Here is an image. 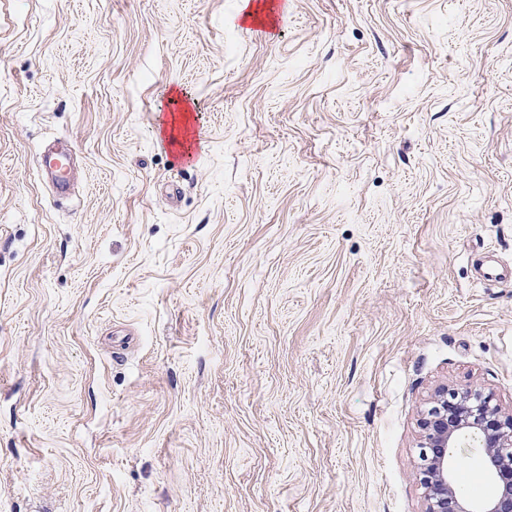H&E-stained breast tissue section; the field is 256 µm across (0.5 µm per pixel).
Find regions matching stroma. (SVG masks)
I'll use <instances>...</instances> for the list:
<instances>
[{
	"label": "stroma",
	"mask_w": 512,
	"mask_h": 512,
	"mask_svg": "<svg viewBox=\"0 0 512 512\" xmlns=\"http://www.w3.org/2000/svg\"><path fill=\"white\" fill-rule=\"evenodd\" d=\"M239 4L0 0V512H425L512 414V0ZM168 103L170 105H177V112L179 116L171 114V121L169 130L167 128L160 127L157 131V136L163 139V134L166 135L169 145L179 148L180 150L185 149L187 142V135H180V129L188 132V122L191 118L190 113L197 110V102L186 90L178 89L171 91L168 96ZM177 129V132L175 131ZM433 406L421 418L420 466L426 512H512V414H502L481 390L438 387ZM468 439L480 447V464L493 478L495 493L486 499L465 497L457 473L463 464L458 448Z\"/></svg>",
	"instance_id": "obj_1"
}]
</instances>
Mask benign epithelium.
<instances>
[{"mask_svg": "<svg viewBox=\"0 0 512 512\" xmlns=\"http://www.w3.org/2000/svg\"><path fill=\"white\" fill-rule=\"evenodd\" d=\"M432 403L420 422L426 512H512V414H502L491 396L475 388L442 385ZM469 439L477 440L480 464L496 484L486 499L468 498L458 488L459 449Z\"/></svg>", "mask_w": 512, "mask_h": 512, "instance_id": "1", "label": "benign epithelium"}]
</instances>
